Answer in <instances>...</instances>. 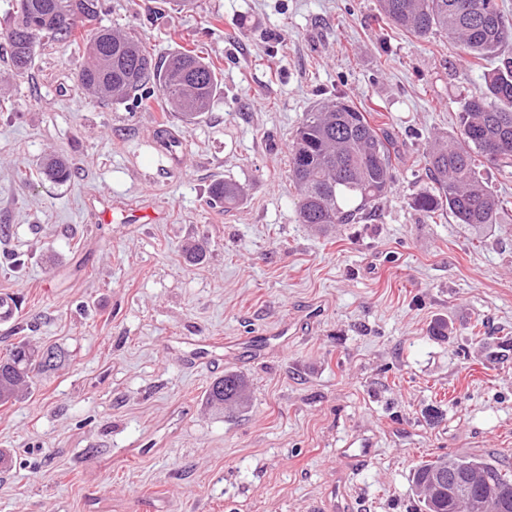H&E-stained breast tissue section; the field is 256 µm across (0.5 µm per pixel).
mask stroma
<instances>
[{
    "label": "stroma",
    "instance_id": "1",
    "mask_svg": "<svg viewBox=\"0 0 512 512\" xmlns=\"http://www.w3.org/2000/svg\"><path fill=\"white\" fill-rule=\"evenodd\" d=\"M97 25L159 56L196 47L222 83L188 125L163 99L83 90L73 46L21 76L0 53V293L18 300L0 354H57L0 406V512H419V462L512 470V358L491 355L512 345V176L485 172L505 205L480 234L412 204L492 62L387 28L376 0H107ZM341 96L400 159L370 214L323 231L298 221L288 147ZM51 154L70 181L21 179ZM221 180L236 207L208 206ZM229 374L247 402L210 405Z\"/></svg>",
    "mask_w": 512,
    "mask_h": 512
}]
</instances>
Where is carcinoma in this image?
<instances>
[{"instance_id":"obj_1","label":"carcinoma","mask_w":512,"mask_h":512,"mask_svg":"<svg viewBox=\"0 0 512 512\" xmlns=\"http://www.w3.org/2000/svg\"><path fill=\"white\" fill-rule=\"evenodd\" d=\"M380 16L390 28L419 39L438 34L460 54L477 60L498 57L512 43V22L496 0H378ZM104 10L103 0H18L6 33V52L18 74L30 69L40 39L50 36L70 44L82 39L87 60L79 74L82 87L102 100L140 101L160 94L183 121L192 123L209 110L220 85L218 69L196 50L181 49L165 58L145 50L127 34L106 29L77 33L78 22L92 23ZM395 135L372 124L343 98L305 113L289 150V173L298 190L300 222L327 229L355 224L392 189ZM423 159L432 174L431 193L414 197L423 212H448L459 224L483 231L498 223L503 200L482 180L480 169L512 168V61L487 71L484 86L460 99L457 134L434 143ZM43 174L55 181L71 177L69 163L49 157ZM243 199L232 181L216 183L210 204L230 209ZM47 367L44 355L20 341L0 357V405L19 399L32 373ZM247 385L226 375L209 389L208 401L222 405L245 398ZM454 467L480 487L493 512H512V499L499 488L512 485V475L475 458L439 455L420 463L412 483L423 494L426 512H468L467 501L434 494L431 476Z\"/></svg>"}]
</instances>
